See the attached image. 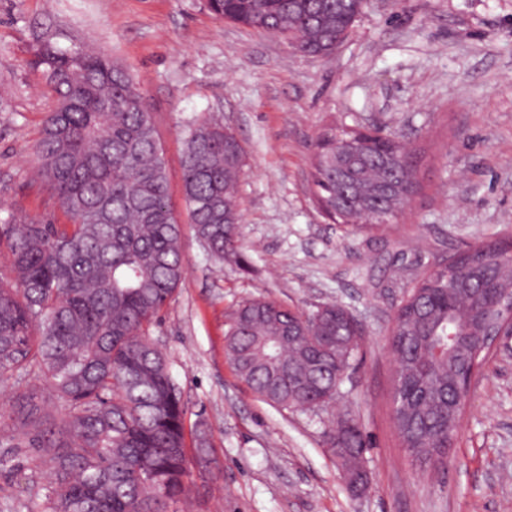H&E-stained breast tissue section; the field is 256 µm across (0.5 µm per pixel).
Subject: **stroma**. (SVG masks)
Here are the masks:
<instances>
[{
	"label": "stroma",
	"mask_w": 512,
	"mask_h": 512,
	"mask_svg": "<svg viewBox=\"0 0 512 512\" xmlns=\"http://www.w3.org/2000/svg\"><path fill=\"white\" fill-rule=\"evenodd\" d=\"M120 64L150 107L182 225L184 279L151 328L214 462L191 466L193 512H512V336L484 364L446 468H419L390 423L393 318L413 282L481 240L512 238V0H368L326 56L216 19L204 0H0V212L66 223L31 170L56 95L30 61L40 40ZM245 153L239 236L245 265L199 242L180 182L185 130L203 115ZM406 142L417 192L380 230L318 208L309 162L329 125ZM258 297L308 312L336 302L362 328L360 360L334 406L275 408L225 354L234 311ZM351 413L368 443L366 490L345 483L327 444ZM24 429L0 424V512H37L48 484Z\"/></svg>",
	"instance_id": "35a3bbf8"
}]
</instances>
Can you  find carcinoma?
<instances>
[{
	"label": "carcinoma",
	"instance_id": "1",
	"mask_svg": "<svg viewBox=\"0 0 512 512\" xmlns=\"http://www.w3.org/2000/svg\"><path fill=\"white\" fill-rule=\"evenodd\" d=\"M367 0H206L216 17L296 40L328 55L349 34ZM57 97L35 146L38 176L68 224L9 215L0 225L10 277L0 276V381L20 390L15 419L26 448L50 469L32 485L40 512H171L188 496L186 408L166 354L148 345L180 286L181 224L169 200L170 173L145 97L128 72L75 46L41 43L32 60ZM332 126L318 139L311 180L321 209L340 224L370 211L389 222L382 184L403 171L394 137L351 140ZM347 141L344 173L336 144ZM242 146L224 123L188 127L181 171L196 235L215 261L242 258L237 188ZM512 242L485 241L448 266H434L395 313L391 421L421 466H442L459 429L458 370L488 354L482 327L497 318L478 304L486 290L512 288ZM360 328L326 303L304 314L256 298L236 310L226 354L242 383L282 409L336 403L358 360ZM52 381L66 418L37 401ZM348 483L364 470L367 442L345 414L328 434Z\"/></svg>",
	"mask_w": 512,
	"mask_h": 512
}]
</instances>
